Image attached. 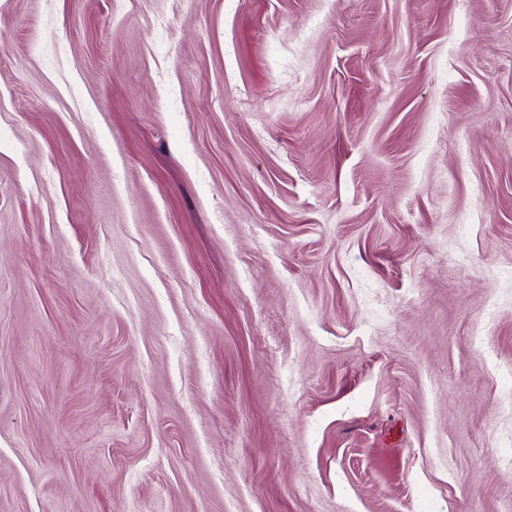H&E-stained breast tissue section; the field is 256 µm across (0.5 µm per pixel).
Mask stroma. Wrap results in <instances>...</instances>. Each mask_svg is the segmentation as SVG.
<instances>
[{"label": "stroma", "mask_w": 512, "mask_h": 512, "mask_svg": "<svg viewBox=\"0 0 512 512\" xmlns=\"http://www.w3.org/2000/svg\"><path fill=\"white\" fill-rule=\"evenodd\" d=\"M0 512H512V0H0Z\"/></svg>", "instance_id": "obj_1"}]
</instances>
